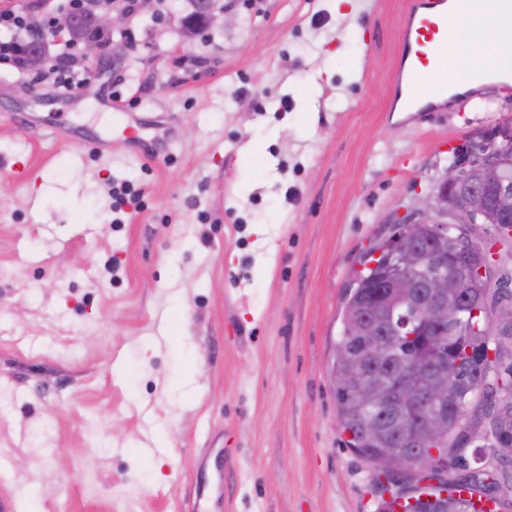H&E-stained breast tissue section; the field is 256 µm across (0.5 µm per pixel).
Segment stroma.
Here are the masks:
<instances>
[{"label": "stroma", "instance_id": "1", "mask_svg": "<svg viewBox=\"0 0 512 512\" xmlns=\"http://www.w3.org/2000/svg\"><path fill=\"white\" fill-rule=\"evenodd\" d=\"M216 3L226 23L197 35L186 0H164L159 23L137 12L74 62L85 80L65 99L0 65V85L34 86L0 97L13 512H376L375 471L336 416L345 292L452 147L512 120V85L406 122L388 109L406 0ZM122 183L143 197L119 217ZM466 429V458L483 448L512 485L479 409Z\"/></svg>", "mask_w": 512, "mask_h": 512}]
</instances>
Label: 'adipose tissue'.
<instances>
[{
  "label": "adipose tissue",
  "instance_id": "ef3b65f1",
  "mask_svg": "<svg viewBox=\"0 0 512 512\" xmlns=\"http://www.w3.org/2000/svg\"><path fill=\"white\" fill-rule=\"evenodd\" d=\"M463 28L448 32V53L479 46L481 74L512 70V12L500 9V0H464Z\"/></svg>",
  "mask_w": 512,
  "mask_h": 512
}]
</instances>
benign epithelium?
Wrapping results in <instances>:
<instances>
[{
  "label": "benign epithelium",
  "mask_w": 512,
  "mask_h": 512,
  "mask_svg": "<svg viewBox=\"0 0 512 512\" xmlns=\"http://www.w3.org/2000/svg\"><path fill=\"white\" fill-rule=\"evenodd\" d=\"M119 0H90L93 21L98 28L124 31L129 22L126 9L118 5ZM512 142V124H497L490 130L488 145L484 151L473 155L466 149L459 150L456 164L446 168L439 178L428 200L412 209L395 229L391 238L393 248L402 256L395 265L385 284L387 288L405 299L416 298L415 320L406 321L400 335L408 338L427 335L437 344L438 357L434 363L420 367L409 361L397 372L399 380L395 391L384 388L375 377L360 375L347 382L350 389L363 400L372 398L384 404L392 402L398 395L401 401L416 404L419 393H425L431 402V412L422 424L427 443L433 445L430 454L433 460L416 465L408 455H402L393 448L379 453L371 460L375 470H383L397 477L406 476L417 481V475L424 469H433L437 474L457 470V459L447 453L444 444L448 437V411L454 408V394L446 385L448 356L443 354L442 332L448 320L458 317L448 307V288L472 276L467 269L448 275L439 268L429 265L427 257L417 249L421 233L418 226L425 224L437 238L447 235L448 225H468L466 238L471 243L480 242L474 225L482 224L486 217V198L478 186L469 187L462 198L453 192L468 181L492 183L500 194H512V183L500 176L504 165L502 147Z\"/></svg>",
  "instance_id": "benign-epithelium-1"
}]
</instances>
